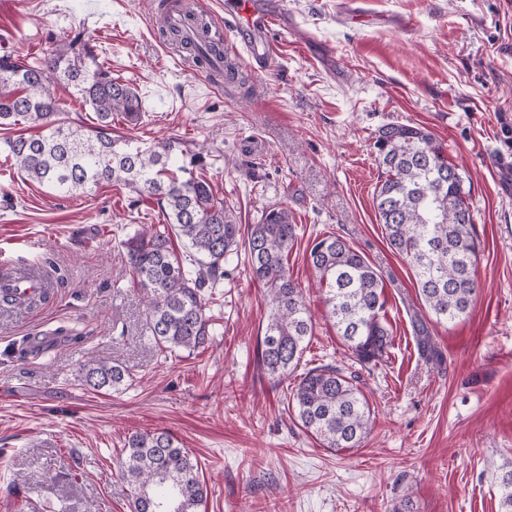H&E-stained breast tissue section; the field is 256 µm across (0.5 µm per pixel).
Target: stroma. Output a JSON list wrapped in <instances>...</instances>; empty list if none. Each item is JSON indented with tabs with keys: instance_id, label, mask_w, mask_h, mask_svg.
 Listing matches in <instances>:
<instances>
[{
	"instance_id": "1",
	"label": "stroma",
	"mask_w": 512,
	"mask_h": 512,
	"mask_svg": "<svg viewBox=\"0 0 512 512\" xmlns=\"http://www.w3.org/2000/svg\"><path fill=\"white\" fill-rule=\"evenodd\" d=\"M159 0H0V55L37 56L83 31L113 76L134 87L142 116L120 134L176 137L209 152L205 176L240 224L288 208V255L313 335L301 369L332 363L369 401L362 447L335 452L287 406L297 375L258 362L267 290L229 260L206 303L209 342L155 348L120 242L159 223L153 199L120 185L57 195L25 179L0 149V253L27 247L50 295L0 306V512H131L118 467L126 437L170 432L203 472L200 512H499L494 476L512 468V0H285L291 28L264 70L225 54L223 81L169 55ZM390 124L425 128L463 178L481 251L471 312L436 323L413 272L387 244L373 194L374 143ZM345 239L386 284L391 345L359 363L328 317L307 249ZM442 354L422 357L416 321ZM54 334L41 354L2 351ZM126 363L114 392L81 381L90 355Z\"/></svg>"
}]
</instances>
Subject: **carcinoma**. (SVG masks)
Here are the masks:
<instances>
[{
	"label": "carcinoma",
	"instance_id": "cac0c4a2",
	"mask_svg": "<svg viewBox=\"0 0 512 512\" xmlns=\"http://www.w3.org/2000/svg\"><path fill=\"white\" fill-rule=\"evenodd\" d=\"M160 35L179 40L186 53L207 65L212 80L224 79V49L205 39L198 22L180 29L171 16L183 12L180 0L159 4ZM74 89L94 113L92 126L63 116L55 87ZM135 124L141 99L127 82L112 76L94 46L81 34L52 44L33 61L0 56V131L32 124L41 133L5 136L3 145L18 171L61 195L121 184L156 201L165 223L145 224L121 241L134 279L147 298L146 313L155 346L161 351H193L210 336L204 289L224 282V263L244 249L252 277L269 293L270 311L258 358L271 378L300 365L313 323L301 288L288 269L297 242V225L288 209L265 210L242 233L235 215L215 198L210 183L190 167L206 161L202 144L193 149L169 139L153 144L112 131L114 116ZM375 147L385 178L374 205L390 248L414 272L421 301L436 322L454 324L469 314L478 287L472 275L481 244L458 168L448 163L441 143L413 125L384 127ZM184 242L177 252L170 235ZM308 262L337 334L362 363L378 361L391 344L386 323L384 282L356 249L339 237L315 238ZM422 353L440 357L431 333L417 325ZM83 382L96 390H118L129 378L126 365L92 357L82 365ZM306 432L325 448H358L370 432L369 403L333 364L301 374L289 395ZM121 468L131 492L132 512H198L203 500L198 460L167 431L135 433L122 448ZM501 512H512V469L496 475Z\"/></svg>",
	"mask_w": 512,
	"mask_h": 512
}]
</instances>
